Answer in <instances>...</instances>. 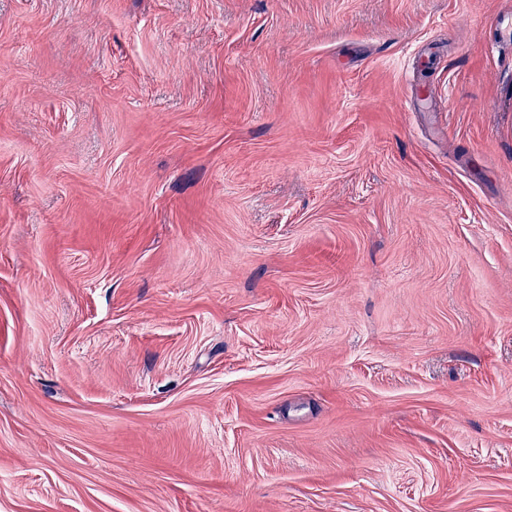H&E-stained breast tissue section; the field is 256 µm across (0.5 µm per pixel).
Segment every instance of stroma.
<instances>
[{"mask_svg": "<svg viewBox=\"0 0 512 512\" xmlns=\"http://www.w3.org/2000/svg\"><path fill=\"white\" fill-rule=\"evenodd\" d=\"M0 512H512V0H0Z\"/></svg>", "mask_w": 512, "mask_h": 512, "instance_id": "stroma-1", "label": "stroma"}]
</instances>
